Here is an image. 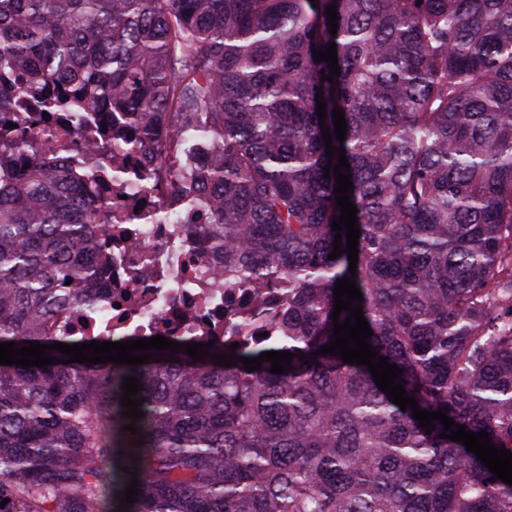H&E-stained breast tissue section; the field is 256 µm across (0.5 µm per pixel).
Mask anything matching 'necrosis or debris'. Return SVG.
I'll return each instance as SVG.
<instances>
[{"instance_id":"4bbe7bcc","label":"necrosis or debris","mask_w":512,"mask_h":512,"mask_svg":"<svg viewBox=\"0 0 512 512\" xmlns=\"http://www.w3.org/2000/svg\"><path fill=\"white\" fill-rule=\"evenodd\" d=\"M58 131L51 163L80 177L84 195L103 202L111 222L105 261L92 277L93 305L61 317L62 335L223 341L224 311L241 296L224 285L222 247L201 231L208 198L189 178L172 182L161 170L135 177L144 156L126 150L135 129L123 116L89 112L77 124L60 119Z\"/></svg>"}]
</instances>
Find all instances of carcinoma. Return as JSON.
<instances>
[{
  "instance_id": "carcinoma-1",
  "label": "carcinoma",
  "mask_w": 512,
  "mask_h": 512,
  "mask_svg": "<svg viewBox=\"0 0 512 512\" xmlns=\"http://www.w3.org/2000/svg\"><path fill=\"white\" fill-rule=\"evenodd\" d=\"M332 42L330 83L313 52ZM49 89L76 120L167 123L158 165L197 180L224 286L250 294L209 352L294 357L284 374L183 348L137 367L56 349L60 364H0V512H116L124 467L128 512H512V485L440 420L426 433L368 367L314 356L351 276L407 395L512 452V0H0V114ZM324 126L350 165L354 275L347 236L329 259ZM108 218L28 140L0 150V343H75L53 320L91 306Z\"/></svg>"
}]
</instances>
